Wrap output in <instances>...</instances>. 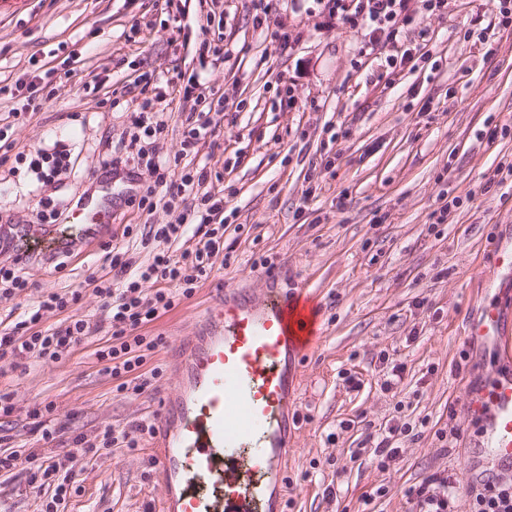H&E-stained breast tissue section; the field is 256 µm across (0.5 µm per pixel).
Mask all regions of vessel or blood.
<instances>
[{"label": "vessel or blood", "instance_id": "vessel-or-blood-1", "mask_svg": "<svg viewBox=\"0 0 512 512\" xmlns=\"http://www.w3.org/2000/svg\"><path fill=\"white\" fill-rule=\"evenodd\" d=\"M117 201L111 190L73 208L60 224H10L9 238L52 256L93 244ZM488 289L512 288V239L495 248ZM506 316L487 305L468 329L493 347ZM319 331V307L301 288L225 293L200 315L180 350V387L156 418L162 512H278L276 490L288 462V421L302 358ZM479 428L472 469L512 471V371L494 372L467 395Z\"/></svg>", "mask_w": 512, "mask_h": 512}]
</instances>
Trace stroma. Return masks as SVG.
Returning a JSON list of instances; mask_svg holds the SVG:
<instances>
[{
  "mask_svg": "<svg viewBox=\"0 0 512 512\" xmlns=\"http://www.w3.org/2000/svg\"><path fill=\"white\" fill-rule=\"evenodd\" d=\"M265 3L269 21L287 23L288 46L256 28L252 0H0V79L20 77L34 59L63 73L13 128L19 152L70 140L74 169L52 200L80 194L101 169L136 107L133 79L151 74L168 95L175 73H197L226 98L220 133L202 151L216 159L234 211L224 233L231 260L215 256L194 297L145 326L164 342L146 360L156 376L144 390L114 391L94 354L101 331L57 362H0V392L14 404L0 419V453L61 454L76 437L92 442L107 428L153 421L179 388L172 358L201 311L234 289L265 293L268 279L251 267L263 255L278 287L306 289L320 309L321 334L298 375L282 512H413L409 489L435 475L454 486V512H471L480 480L466 459L478 431L466 395L494 366L512 365L477 359L465 341L486 300L495 240L512 227V185L481 190L512 160V134L487 137L512 127V29L478 41L467 31L474 19L492 21L489 0H452L447 15L423 16L407 33L414 40L427 29V58L387 77L379 59L359 55L364 31L336 22L322 0ZM205 21L226 51L206 68L196 54ZM444 194L464 203L435 226ZM148 219L171 224L177 214L121 205L102 239L126 244L125 226ZM96 272L93 254L58 267L26 263L28 286L0 297V320L79 288L80 314L98 322L100 301L86 285ZM394 364L403 378L388 391ZM50 402L57 433L47 442L29 413ZM396 421L415 431L396 440L400 454L382 469L369 439ZM153 448L147 433L136 450L114 447L76 464L66 512H157ZM19 483L0 472V512H41L45 493Z\"/></svg>",
  "mask_w": 512,
  "mask_h": 512,
  "instance_id": "obj_1",
  "label": "stroma"
}]
</instances>
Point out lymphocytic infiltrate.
I'll return each instance as SVG.
<instances>
[{
	"label": "lymphocytic infiltrate",
	"instance_id": "1",
	"mask_svg": "<svg viewBox=\"0 0 512 512\" xmlns=\"http://www.w3.org/2000/svg\"><path fill=\"white\" fill-rule=\"evenodd\" d=\"M408 3L409 0H327V7L331 15L350 28L366 29L368 49H386L385 63L396 75L414 57L412 49H395L405 25L413 21ZM56 75V69L38 68L27 78L0 84V98L15 102L9 121L0 123V165L6 163V155L11 152L16 161H27L35 174L37 185L31 194L38 202L30 218L34 224L54 221L61 215L60 210H48V201L41 198L40 192L69 170L71 148L66 141L59 140L49 149L37 148L27 154L15 152L12 121L34 107L38 93L52 84ZM215 96L214 88L207 82L196 76L188 78L182 98L201 104L202 109L187 113L181 123V149L168 159L152 149L168 128L164 118L166 107L160 96L142 95L130 114L129 142L122 155L107 159L103 166L102 175L106 178L122 172L130 178L144 177L145 189L138 209L150 213L163 208L178 214L173 224L136 225L135 240L149 252L146 261H137L127 249L115 247L105 253V273L87 280L102 300L100 322L109 335L107 345L96 350L95 356L104 372L117 378L116 389L120 392L129 388L125 376L141 367L162 342L161 337L143 335L142 327L174 308L178 300L192 297L200 280L211 273L213 257L224 250V193L211 183V156L201 155L199 149L202 141L218 132L222 109L215 106ZM180 242L184 243V250L173 254L172 245ZM81 298L77 289L51 293L25 310L14 325L0 331V361L20 356L58 361L70 354L91 333L89 322L73 313ZM48 312L61 313L62 319L57 326L45 329L41 322ZM145 430L142 424L130 431L109 428L103 431L98 443L81 444L51 461L33 452L0 454V472L18 469L31 489L52 488L45 512H62L72 481L71 471L78 461L94 458L100 450L112 447L136 449Z\"/></svg>",
	"mask_w": 512,
	"mask_h": 512
}]
</instances>
